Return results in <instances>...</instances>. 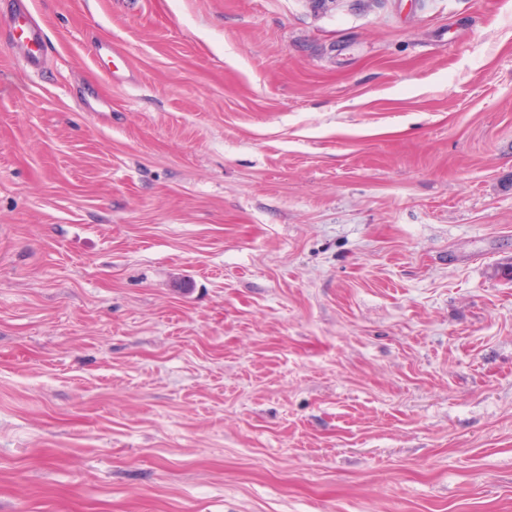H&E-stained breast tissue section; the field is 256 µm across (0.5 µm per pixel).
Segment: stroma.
Returning a JSON list of instances; mask_svg holds the SVG:
<instances>
[{
	"mask_svg": "<svg viewBox=\"0 0 512 512\" xmlns=\"http://www.w3.org/2000/svg\"><path fill=\"white\" fill-rule=\"evenodd\" d=\"M0 0V512H512V0ZM12 40L23 50V60L29 69L38 70L43 61L45 41L42 28L31 18L23 0H14Z\"/></svg>",
	"mask_w": 512,
	"mask_h": 512,
	"instance_id": "stroma-1",
	"label": "stroma"
}]
</instances>
